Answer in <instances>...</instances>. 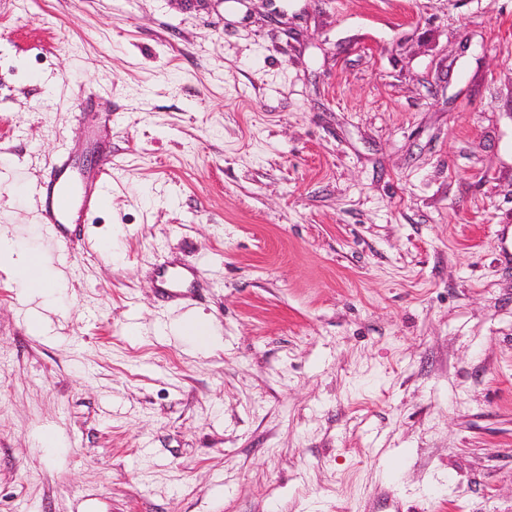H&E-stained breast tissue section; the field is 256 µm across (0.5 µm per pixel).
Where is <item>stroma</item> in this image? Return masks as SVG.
I'll list each match as a JSON object with an SVG mask.
<instances>
[{
  "label": "stroma",
  "instance_id": "1",
  "mask_svg": "<svg viewBox=\"0 0 512 512\" xmlns=\"http://www.w3.org/2000/svg\"><path fill=\"white\" fill-rule=\"evenodd\" d=\"M1 236L0 512H512V0H0ZM114 171L111 158H105L96 172L81 180L80 195H72L75 166L71 152L65 149L49 172L35 182L30 196L41 212L49 236L56 247L57 260L68 263L70 249L79 240V226L106 200V183ZM10 248L2 242V238L0 239V264L4 269L9 270L13 276L16 275L21 279L27 281H38V267L39 263L37 259L33 256H30L25 263L15 264L12 255L9 253ZM196 277L194 269H183L178 276L172 278L168 276V270L163 268L158 271L160 287L165 289L169 296L177 298L181 295L184 288H193L194 282L191 279Z\"/></svg>",
  "mask_w": 512,
  "mask_h": 512
}]
</instances>
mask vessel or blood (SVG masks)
<instances>
[{
  "label": "vessel or blood",
  "instance_id": "obj_1",
  "mask_svg": "<svg viewBox=\"0 0 512 512\" xmlns=\"http://www.w3.org/2000/svg\"><path fill=\"white\" fill-rule=\"evenodd\" d=\"M113 169L111 159H104L92 176L83 179L80 191H73L71 181L75 166L71 153L66 151L49 172L32 185L30 196L56 247L57 260L68 262L74 241L81 237V224L86 223L89 214L106 199V183ZM195 276V270L190 268L173 278L167 270L158 272L161 288L174 298L180 296L182 289L192 287Z\"/></svg>",
  "mask_w": 512,
  "mask_h": 512
}]
</instances>
